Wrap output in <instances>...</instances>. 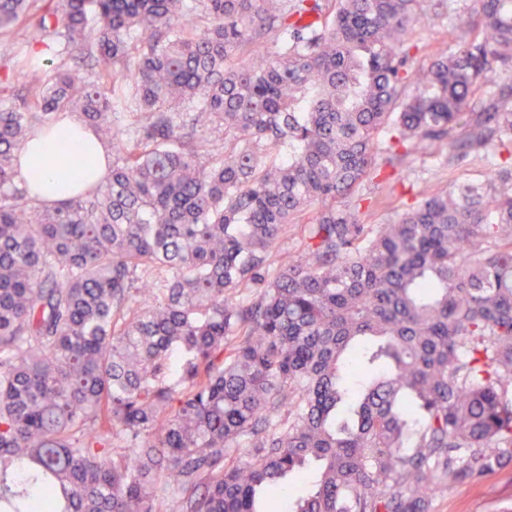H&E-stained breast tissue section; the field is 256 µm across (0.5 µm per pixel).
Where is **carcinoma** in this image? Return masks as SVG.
<instances>
[{
	"instance_id": "cac0c4a2",
	"label": "carcinoma",
	"mask_w": 512,
	"mask_h": 512,
	"mask_svg": "<svg viewBox=\"0 0 512 512\" xmlns=\"http://www.w3.org/2000/svg\"><path fill=\"white\" fill-rule=\"evenodd\" d=\"M423 2L48 0L45 48L94 72L44 78L11 37L29 0H0L28 91L0 107V512H167L162 480L181 512H428L421 486L512 464V170L396 224L347 204L382 133L449 161L512 147L495 95L466 111L512 61V0H474L415 70ZM66 112L112 148L106 178ZM42 128L62 201L18 175ZM302 224H291L288 226V232L284 234L277 247V255L279 253H288L291 260H297L303 253L304 234Z\"/></svg>"
}]
</instances>
